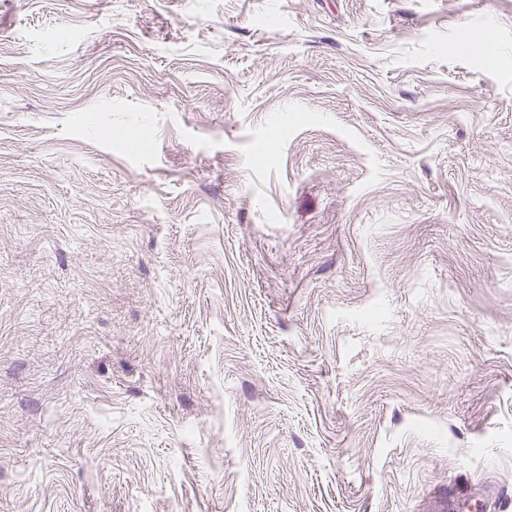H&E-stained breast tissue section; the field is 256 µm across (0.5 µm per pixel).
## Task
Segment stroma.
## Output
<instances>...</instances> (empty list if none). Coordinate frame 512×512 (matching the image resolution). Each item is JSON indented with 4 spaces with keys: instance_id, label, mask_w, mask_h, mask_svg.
I'll use <instances>...</instances> for the list:
<instances>
[{
    "instance_id": "obj_1",
    "label": "stroma",
    "mask_w": 512,
    "mask_h": 512,
    "mask_svg": "<svg viewBox=\"0 0 512 512\" xmlns=\"http://www.w3.org/2000/svg\"><path fill=\"white\" fill-rule=\"evenodd\" d=\"M434 492L512 512V0H0V512Z\"/></svg>"
}]
</instances>
